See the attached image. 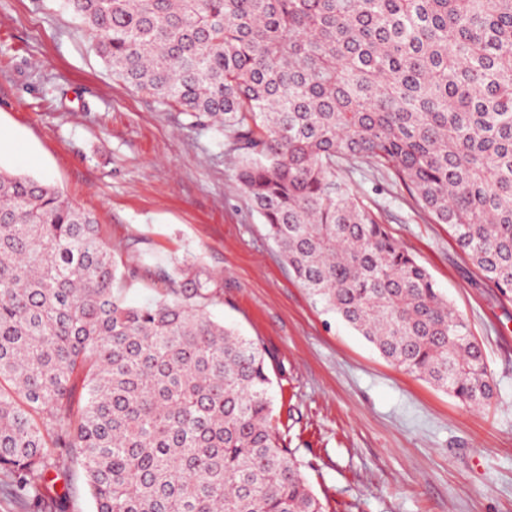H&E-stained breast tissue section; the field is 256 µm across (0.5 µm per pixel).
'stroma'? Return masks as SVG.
Masks as SVG:
<instances>
[{
  "instance_id": "obj_1",
  "label": "stroma",
  "mask_w": 512,
  "mask_h": 512,
  "mask_svg": "<svg viewBox=\"0 0 512 512\" xmlns=\"http://www.w3.org/2000/svg\"><path fill=\"white\" fill-rule=\"evenodd\" d=\"M0 168L55 185L95 214L153 300L155 266L195 259L224 281L210 313L275 356L287 444L333 512H512V294L486 281L391 177L354 176L360 200L423 265L479 341L495 388L480 409L393 366L325 312L278 258L225 148L112 77L62 0H0ZM45 494L92 512L79 470Z\"/></svg>"
}]
</instances>
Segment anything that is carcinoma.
I'll return each mask as SVG.
<instances>
[{"label":"carcinoma","instance_id":"1","mask_svg":"<svg viewBox=\"0 0 512 512\" xmlns=\"http://www.w3.org/2000/svg\"><path fill=\"white\" fill-rule=\"evenodd\" d=\"M112 76L221 137L288 271L396 367L468 407L479 343L343 174L392 175L512 291V0H65ZM96 217L0 168V496L67 512H329L282 443L258 340L185 260L127 304ZM45 486L47 498L64 494L69 497V512H92L91 501L79 469L72 467L67 481L64 476L56 477V473H51L46 477Z\"/></svg>","mask_w":512,"mask_h":512}]
</instances>
